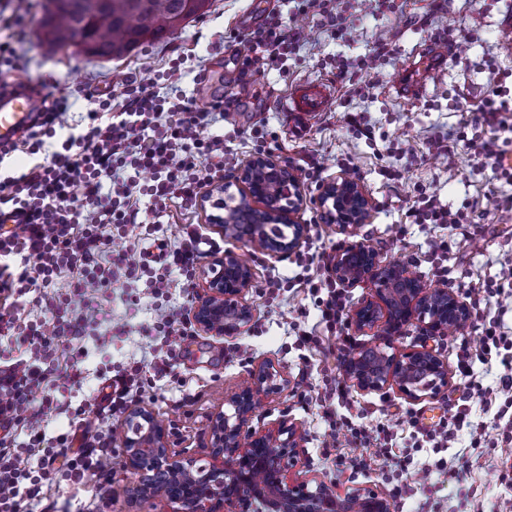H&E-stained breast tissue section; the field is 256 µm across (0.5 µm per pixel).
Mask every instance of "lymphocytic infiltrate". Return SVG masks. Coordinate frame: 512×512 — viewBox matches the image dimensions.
I'll return each instance as SVG.
<instances>
[{"instance_id":"lymphocytic-infiltrate-1","label":"lymphocytic infiltrate","mask_w":512,"mask_h":512,"mask_svg":"<svg viewBox=\"0 0 512 512\" xmlns=\"http://www.w3.org/2000/svg\"><path fill=\"white\" fill-rule=\"evenodd\" d=\"M253 55L250 67L265 69L282 64L296 48L277 17L256 30L241 34ZM512 72L494 73L485 96L476 106L487 125L502 112H512ZM223 98H214L206 111L189 99L171 103L158 91L157 81L129 78L121 102L97 97L81 133H74L68 98L45 103L35 123L24 132L18 147L29 155L44 154L23 171L0 173V339L13 340L19 353L0 363V512H55L47 494L58 476L77 486H88L93 497L112 489V420L142 399L145 374L164 379L176 367L173 338L192 334V300L157 314L149 329L157 342L148 358L133 362L112 381L101 405L79 409L78 425L88 440L73 447L69 434L48 435L50 417L68 412V401L57 394L59 376L53 366L56 347L86 332V302L115 284L147 279L154 294H167L171 272L192 278L206 252L193 224L181 225L179 241H171L160 219L171 207L185 213L224 171V139L207 128L224 114ZM463 150L492 161L498 177L511 180L512 168L500 163L505 150L498 139L466 138L439 146L453 157ZM150 175L149 184L136 181ZM148 199V210L159 222L151 228L152 250L120 252L115 233L135 223V196ZM75 273L66 296L55 289L63 273ZM319 299L321 319L332 326L344 322L348 298L329 275L307 259L299 277ZM37 296L38 314L19 324L14 308L27 289ZM498 360L503 368L496 388L505 409L495 425L503 441L512 442V344L483 330L476 347H463L457 369L469 375L473 359ZM28 437L16 446L17 431ZM362 447L401 465L391 446L388 428H369L336 419L328 436Z\"/></svg>"}]
</instances>
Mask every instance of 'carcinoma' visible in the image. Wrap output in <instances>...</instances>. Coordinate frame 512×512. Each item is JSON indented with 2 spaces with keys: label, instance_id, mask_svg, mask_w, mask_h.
I'll return each mask as SVG.
<instances>
[{
  "label": "carcinoma",
  "instance_id": "1",
  "mask_svg": "<svg viewBox=\"0 0 512 512\" xmlns=\"http://www.w3.org/2000/svg\"><path fill=\"white\" fill-rule=\"evenodd\" d=\"M209 0H46L44 41L78 46L100 58L120 57L147 40L173 33L205 13Z\"/></svg>",
  "mask_w": 512,
  "mask_h": 512
}]
</instances>
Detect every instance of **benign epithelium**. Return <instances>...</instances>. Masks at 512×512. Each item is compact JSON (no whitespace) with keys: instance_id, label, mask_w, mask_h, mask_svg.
Here are the masks:
<instances>
[{"instance_id":"1","label":"benign epithelium","mask_w":512,"mask_h":512,"mask_svg":"<svg viewBox=\"0 0 512 512\" xmlns=\"http://www.w3.org/2000/svg\"><path fill=\"white\" fill-rule=\"evenodd\" d=\"M236 182V195L228 186L215 184L206 199L210 223L224 236L271 258L299 249L308 232L301 220L307 197L295 171L271 155H259ZM314 203L324 223L348 234L367 223L372 209L363 184L345 174L323 183ZM330 271L343 287L367 282L372 288L371 297L349 316L354 330L376 332L375 344L349 361L354 385L365 391L394 386L411 399L434 397L448 386V368L435 349L398 354L392 351V337L413 323L428 336L447 337L449 328L457 329L470 318L459 294L428 285L407 266L383 261L361 242L338 247ZM199 277L192 310L197 329L211 336H238L252 318L242 302L251 288V266L227 250L205 263ZM288 385V376L275 363L255 364L249 382L225 399L227 409L212 418L204 465L172 453L166 427L149 409H132L123 448L136 475L134 494L160 498L172 506L171 512H391L388 501L375 494L340 497L322 480H289V465L302 443L299 427L286 420L264 430L251 426L261 401Z\"/></svg>"}]
</instances>
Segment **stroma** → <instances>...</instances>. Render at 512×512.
<instances>
[{
  "mask_svg": "<svg viewBox=\"0 0 512 512\" xmlns=\"http://www.w3.org/2000/svg\"><path fill=\"white\" fill-rule=\"evenodd\" d=\"M44 4L30 0L27 37L16 46L23 67L19 77L28 89L75 98L74 112L85 113L92 107L87 94L120 95L129 73L156 78L170 59L187 56L190 65H201L206 77L199 81L193 74L184 75L178 83L180 95L200 107L222 94L232 100L223 121L210 128L223 136L231 161L226 183H234L239 170L261 153L295 168L314 167L304 182L310 199L321 183L352 172L372 201L370 219L356 230V240L376 249L384 261L406 264L429 284L478 305L469 327L440 344L449 370L448 387L438 396L411 400L391 386L362 391L349 383L346 367L356 349L374 344L373 332L348 326L338 335L328 332L315 298L289 285L301 271L300 256L312 253L329 262L346 240L336 225L321 222L315 205L310 203L301 214L309 233L300 251L277 259L253 254L246 243L222 236L203 210L176 215L167 226L169 234L193 222L205 238L217 239L222 249L249 260L252 286L244 300L252 319L234 338L198 332L180 340L174 378L158 381L155 397L143 399V407L166 425L172 452L203 455L210 421L223 410L225 397L246 382L254 364L269 360L284 369L290 383L279 398L264 400L252 425L267 428L286 417L302 428L304 447L289 470L290 479H321L341 496L372 492L389 500L391 512H472L477 501L485 512H499L501 503L512 498V444L502 442L492 428L499 406L493 391L501 368L477 360L467 378L455 364L459 348L483 329L512 340V305H499L488 293L498 282L501 262L512 257V212L495 205L497 197L512 195V181L495 178L491 168L477 165L462 151L443 162L435 144L458 133L512 139V112L504 113L503 125L490 126L469 109L483 97L494 71L512 68V0H385L374 11L359 0H332L331 16L303 21L299 47L285 65L265 71L245 66L249 46L234 39L233 32L244 23L259 28L271 14L288 18L292 0H210L205 14L172 35L112 59L92 57L76 47L61 52L42 42L37 29ZM386 34L394 38L393 52L380 59L377 70L367 69L366 57ZM438 48L445 54L429 73L422 94L403 95V88L419 78L414 62ZM309 79L328 83L336 97L296 129L282 112V101L296 82ZM349 112L365 113L370 131L347 124ZM253 128L259 129V137L250 136ZM423 196L470 213L485 237L483 249L468 248L455 225L416 219L414 210ZM440 237L447 240L448 251L437 260L429 248ZM172 280L162 299L142 281L129 288L117 284L99 294L85 336L73 347L56 351L60 370L82 376L80 384L62 385L59 398L75 407L98 403L102 387L140 359L142 332L151 325L155 308L182 303V278L176 274ZM300 328L318 336L319 345L298 347ZM339 380L345 384V400L321 403L319 393ZM472 384L484 390L483 397L472 401V419L489 428L479 447H472L465 429L441 452L427 444L416 447L418 428H432L446 417L450 401ZM331 412L369 427H390L396 451L411 454L408 471H397L372 455L365 468L352 469L353 448L323 445ZM123 428L120 421L113 427L111 492L95 500L89 490L61 481L51 491L57 512H73L77 501L88 499L95 502L94 512H167L163 502L132 496L135 476L123 466ZM441 460L446 463L442 469L437 466Z\"/></svg>",
  "mask_w": 512,
  "mask_h": 512,
  "instance_id": "1",
  "label": "stroma"
}]
</instances>
